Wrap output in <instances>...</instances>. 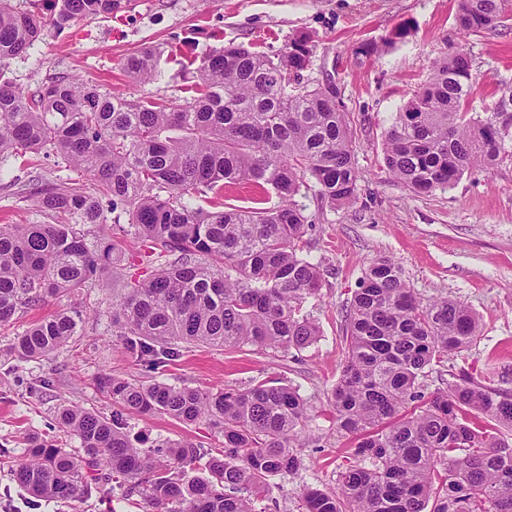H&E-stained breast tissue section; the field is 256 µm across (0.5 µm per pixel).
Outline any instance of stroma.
I'll use <instances>...</instances> for the list:
<instances>
[{
    "label": "stroma",
    "instance_id": "1",
    "mask_svg": "<svg viewBox=\"0 0 512 512\" xmlns=\"http://www.w3.org/2000/svg\"><path fill=\"white\" fill-rule=\"evenodd\" d=\"M456 0H130L108 17L76 20L63 31L47 29L27 56L0 65V77L32 93L60 76L101 84L129 100L182 101L192 97L194 73L228 43L274 55L296 34H309L311 82L335 81L356 130L355 160L361 175L358 201L335 208L314 191L297 201L313 221L303 253L323 262L325 275L307 309L320 326L309 347L288 353L182 345L157 371L130 354L112 333L110 291L92 287L52 300L11 326H0V512H145L140 494L91 488L75 502H45L13 479L31 438L77 447L58 428L61 403L111 415L114 405L96 379L111 374L132 383L162 381L202 389L246 387L275 379L297 388L311 405L302 461L293 474L270 481L274 512H302L305 487L334 490L338 466L351 451L338 437L327 406L345 359L344 314L369 263L382 256L400 262L417 297L448 296L476 312L483 334L453 365L512 391V162L473 170L449 190L416 195L392 179L382 162V141L395 115L425 82L435 58L461 46L473 60L478 90L471 112L483 111L494 89L512 83V20L502 33L462 35ZM402 39H395L399 28ZM382 44L379 54L357 53L362 42ZM163 48L154 80L133 82L125 58L140 46ZM82 186L84 177L54 160L29 154L0 166V224H36L41 215L22 198L13 175ZM81 310L78 336L42 361H21L10 348L30 321L61 310ZM49 386L33 391L36 380ZM132 436L217 449L220 430L207 420L185 424L160 414L132 415Z\"/></svg>",
    "mask_w": 512,
    "mask_h": 512
}]
</instances>
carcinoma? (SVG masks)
<instances>
[{"mask_svg": "<svg viewBox=\"0 0 512 512\" xmlns=\"http://www.w3.org/2000/svg\"><path fill=\"white\" fill-rule=\"evenodd\" d=\"M122 0H0V61L26 55L46 26L63 30L121 8ZM512 0H457L466 35L497 32ZM161 51L144 46L124 67L154 79ZM310 36L295 35L275 57L228 45L197 68L196 96L181 103L131 101L61 76L27 94L0 80V164L57 157L86 187L37 182L26 198L44 221L0 224V326L106 273L127 271L137 240L165 263L124 275L112 297V328L153 370L178 344L224 349H302L320 336L305 304L322 283L320 262L301 254L308 224L295 200L312 182L320 199L349 206L359 195L354 129L332 82L304 84ZM477 90L462 48L432 63L382 144L386 171L410 192L453 188L465 172L512 162V85L485 112H469ZM236 182L269 186L274 208L195 204ZM127 224L120 223L121 215ZM83 318L62 311L17 333L20 360L49 358L78 335ZM346 355L328 397L352 453L337 488L306 490L305 512H512V393L465 370L423 392L426 370L443 367L481 336L478 315L449 297L422 302L401 265L370 263L345 310ZM99 387L123 409L221 428L224 449L192 443L140 448L121 416L61 404L57 418L79 449L33 442L14 470L29 494L76 501L107 471L142 486L147 512H271L269 481L300 465L294 449L310 418L299 391L277 380L246 388L137 385L102 376Z\"/></svg>", "mask_w": 512, "mask_h": 512, "instance_id": "1", "label": "carcinoma"}]
</instances>
